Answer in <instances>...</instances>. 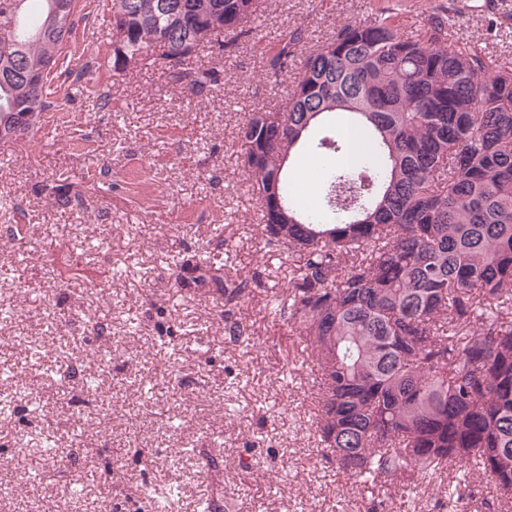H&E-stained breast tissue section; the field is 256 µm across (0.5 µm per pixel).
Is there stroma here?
Instances as JSON below:
<instances>
[{"instance_id":"stroma-1","label":"stroma","mask_w":512,"mask_h":512,"mask_svg":"<svg viewBox=\"0 0 512 512\" xmlns=\"http://www.w3.org/2000/svg\"><path fill=\"white\" fill-rule=\"evenodd\" d=\"M378 6L407 35L435 26L448 44L512 59V0H257L256 34L221 59L199 52L221 79L189 97L163 59L114 71L110 0H80L49 122L0 148V225H22L27 252L26 269L0 278V303L20 311L0 323V375L29 392L0 424V455L21 460L0 465L11 489L0 512H28L36 498L86 512L70 496L78 482L95 512H137L149 490L172 485L175 512L209 497L229 512H512L472 465L411 490L339 471L319 441L306 344L273 307L292 263L264 245L238 129L246 113L286 103L290 77L275 84L264 71L282 31L302 27L313 50ZM62 178L83 203L58 204ZM202 256L224 259L227 277H261L235 311L250 329L242 341L226 339L214 287L175 283L173 261ZM63 351L82 372L107 355L102 395L86 393L82 372L49 375ZM79 426L91 439L69 450ZM19 435L67 455L17 454Z\"/></svg>"}]
</instances>
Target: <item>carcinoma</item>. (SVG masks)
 I'll use <instances>...</instances> for the list:
<instances>
[{
	"label": "carcinoma",
	"instance_id": "1",
	"mask_svg": "<svg viewBox=\"0 0 512 512\" xmlns=\"http://www.w3.org/2000/svg\"><path fill=\"white\" fill-rule=\"evenodd\" d=\"M20 2L0 0L3 145L50 107L78 12L67 0L56 27L39 0L35 24L14 32ZM111 2L113 68L167 42L170 82L195 95L217 73L187 62L258 28L256 0ZM301 41L299 28L281 34L268 78L288 75ZM25 73L42 77L38 91ZM238 139L266 245L291 254L276 307L320 373L318 433L336 467L410 486L470 462L512 493V62L453 47L436 27L406 37L381 9L341 24L301 61L286 105L249 113ZM221 271L205 259L190 283L236 306L249 280Z\"/></svg>",
	"mask_w": 512,
	"mask_h": 512
}]
</instances>
